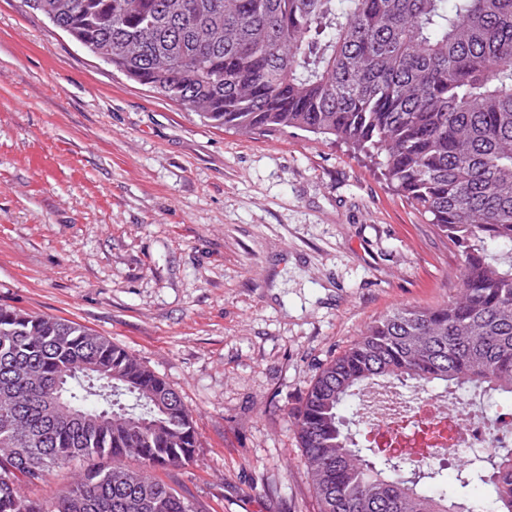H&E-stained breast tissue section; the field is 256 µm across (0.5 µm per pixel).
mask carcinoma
<instances>
[{
  "label": "carcinoma",
  "instance_id": "carcinoma-1",
  "mask_svg": "<svg viewBox=\"0 0 512 512\" xmlns=\"http://www.w3.org/2000/svg\"><path fill=\"white\" fill-rule=\"evenodd\" d=\"M28 3L218 126L383 154L390 184L461 253L459 291L395 309L322 367L293 414L299 447L320 512H486L436 483L435 449L406 478L405 453L360 447L342 410L378 379L512 393V0ZM196 448L179 395L124 348L0 306V512H201L157 475ZM75 460L53 500L24 494ZM474 479L493 485L491 512H512V448L466 459L458 481Z\"/></svg>",
  "mask_w": 512,
  "mask_h": 512
}]
</instances>
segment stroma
<instances>
[{"label":"stroma","mask_w":512,"mask_h":512,"mask_svg":"<svg viewBox=\"0 0 512 512\" xmlns=\"http://www.w3.org/2000/svg\"><path fill=\"white\" fill-rule=\"evenodd\" d=\"M461 272L375 159L214 125L0 0V305L82 324L175 390L200 446L162 478L207 512H319L293 412L369 324L447 302ZM457 397L479 422L512 408Z\"/></svg>","instance_id":"obj_1"}]
</instances>
